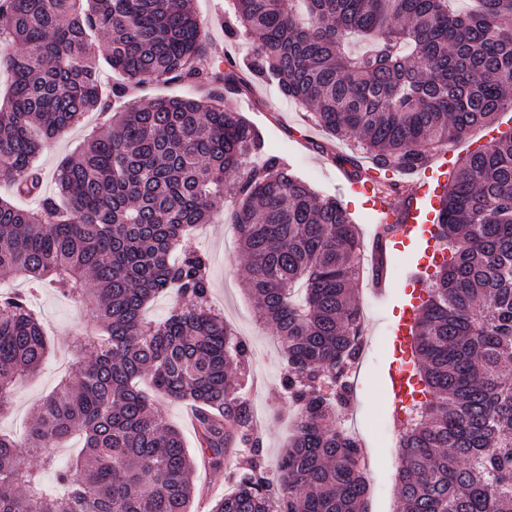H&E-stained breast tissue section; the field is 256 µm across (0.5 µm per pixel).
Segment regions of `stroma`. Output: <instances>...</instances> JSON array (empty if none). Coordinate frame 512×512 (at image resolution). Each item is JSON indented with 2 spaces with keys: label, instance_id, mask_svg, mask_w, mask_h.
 Listing matches in <instances>:
<instances>
[{
  "label": "stroma",
  "instance_id": "obj_1",
  "mask_svg": "<svg viewBox=\"0 0 512 512\" xmlns=\"http://www.w3.org/2000/svg\"><path fill=\"white\" fill-rule=\"evenodd\" d=\"M192 4L199 21L210 27L205 42L212 56L228 57L237 65H244L251 55L253 38L245 35L231 38L224 32L225 25L235 19L233 0H192ZM224 105L250 120L266 143L318 194L337 196L357 224L364 243H371L379 216L368 197L349 190L345 170L334 161L335 156L347 153L345 143L314 125L308 118V109L284 98L269 83H248L240 91L226 95ZM103 120L99 113H86L67 134L44 147L36 162L43 194L54 193L55 175L61 162L70 157L84 136ZM510 133L512 111L506 110L498 113L489 126L472 130L454 144V165H461L468 154L483 148L490 140ZM194 236L208 258L211 303L223 312L225 320L245 339L249 348L245 392L249 403L259 411L255 430L261 440L262 460L268 472H275L278 454L292 436L288 429L293 420L292 405L281 386L286 371L283 355L272 328L259 320L254 303L243 288L247 262L239 254L236 236L224 213L213 212L208 223L195 230ZM412 255V248L404 247L390 257L387 282L391 297L388 300L381 301L371 295L370 271L360 272L357 282L364 353L358 367L361 389L356 393L352 416L359 429L368 476L372 484L385 489L384 496L372 499L369 512H394L397 497L390 436L402 431L403 426L392 415L383 376L393 359L388 328L399 314L394 298L409 286L408 263ZM15 288L25 292L29 303L39 313L52 344V352L42 369L15 387L12 409L0 418L1 431L19 434L39 401L57 388L65 365L74 358L76 331L90 320L91 313L78 300L50 288L31 291L22 282L16 283ZM231 489L225 466L199 462L194 512H210L214 503Z\"/></svg>",
  "mask_w": 512,
  "mask_h": 512
}]
</instances>
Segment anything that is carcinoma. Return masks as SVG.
Segmentation results:
<instances>
[{
    "label": "carcinoma",
    "mask_w": 512,
    "mask_h": 512,
    "mask_svg": "<svg viewBox=\"0 0 512 512\" xmlns=\"http://www.w3.org/2000/svg\"><path fill=\"white\" fill-rule=\"evenodd\" d=\"M225 32L255 39L254 78L311 109L373 170L413 173L512 107V0H235ZM122 81L101 85L93 50ZM0 175L38 199H0V414L47 353L22 279L92 312L72 372L21 439L0 432V512H193L195 462L158 396L196 411L202 457L233 455V491L211 512H368L359 441L336 426L363 352L353 298L364 243L342 202L265 147L224 94L239 68L208 55L188 0H0ZM168 81L203 98L131 91ZM115 111H110L111 104ZM112 112L42 197L44 144L86 112ZM229 196L249 260L244 282L288 362L298 429L268 477L237 371L248 347L208 305L206 255L191 231ZM450 249L416 312L417 393L397 461L400 512H512V135L472 152L432 220ZM181 304L144 318L159 293ZM82 440L75 463L55 448ZM55 470L47 488L21 453Z\"/></svg>",
    "instance_id": "carcinoma-1"
}]
</instances>
